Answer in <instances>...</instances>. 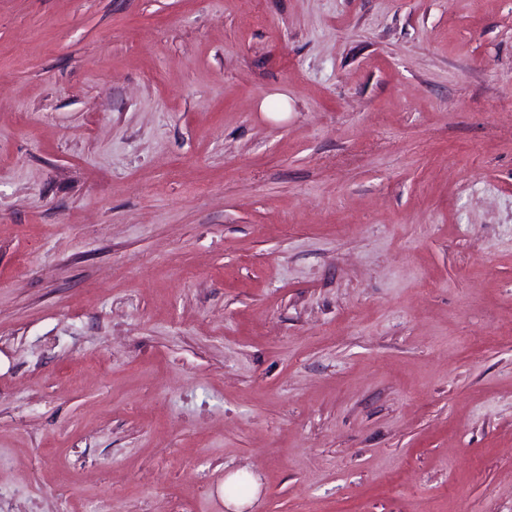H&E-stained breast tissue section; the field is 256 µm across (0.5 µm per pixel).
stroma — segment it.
<instances>
[{
  "label": "stroma",
  "mask_w": 512,
  "mask_h": 512,
  "mask_svg": "<svg viewBox=\"0 0 512 512\" xmlns=\"http://www.w3.org/2000/svg\"><path fill=\"white\" fill-rule=\"evenodd\" d=\"M237 471L512 512V0H0V512Z\"/></svg>",
  "instance_id": "1"
}]
</instances>
